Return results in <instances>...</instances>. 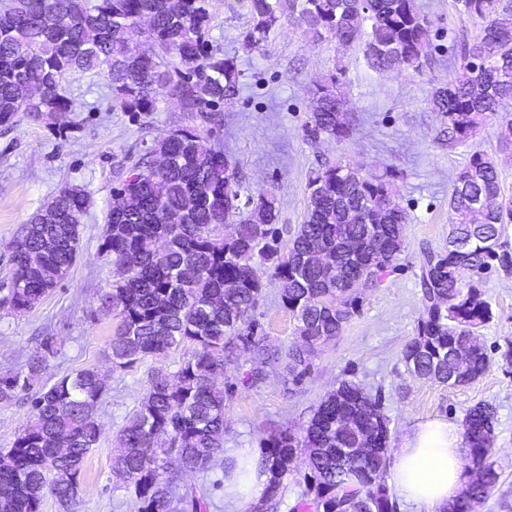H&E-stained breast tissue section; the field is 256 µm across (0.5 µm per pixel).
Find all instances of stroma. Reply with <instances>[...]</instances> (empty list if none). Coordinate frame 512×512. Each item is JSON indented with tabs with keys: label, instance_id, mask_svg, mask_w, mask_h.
<instances>
[{
	"label": "stroma",
	"instance_id": "stroma-1",
	"mask_svg": "<svg viewBox=\"0 0 512 512\" xmlns=\"http://www.w3.org/2000/svg\"><path fill=\"white\" fill-rule=\"evenodd\" d=\"M416 3L432 22L429 51L434 65L419 73H379L368 66L361 49H342L328 38L311 41L286 16L261 48L247 49L243 35L250 26L248 0L211 2V43L235 56L242 72L240 93L214 136L223 142L244 194L277 196L282 237H290L303 220L311 173L339 161L368 171L395 170L399 202L409 215L398 270L360 290L358 314L318 353L300 381H293L282 364L271 363L262 382H249L254 363L247 351L227 366L225 447L246 448L260 456L263 439L308 421L320 399L345 378L381 393L395 449L428 420L441 418L459 426L471 407L487 402L496 409L492 458L500 480L475 512H512V362L505 358L512 349V274L494 269L482 278L494 312L493 320L479 330L490 358L482 377L449 387L412 377L400 361L421 311L420 252L445 248L453 179L474 151L496 159L501 194L512 199V152L499 148L502 115L488 120L476 137L452 144L447 122L428 106L432 89L451 76L461 42L476 38L482 22L464 11L461 0ZM330 72L344 83L355 117L353 132L340 143L324 136L314 140L307 132L312 108L307 88ZM64 88L74 104L66 125L24 113L0 124V289L10 284L11 245L42 204L70 185L81 187L89 199L79 256L68 276L29 312L16 313L0 302V372L18 368L50 336L60 354L49 379L88 365L108 374L109 389L99 410L102 435L86 458V490L76 512H137L124 480L110 467L113 437L142 397L150 369L176 370L183 353L175 350L113 369L105 351L118 320L98 303L113 278L100 244L113 188L142 160L148 145L184 125L185 119L165 101L158 112L140 120L108 109L107 83L90 73L70 76ZM256 319L259 335L283 348L293 341V322L279 304L275 285L267 286Z\"/></svg>",
	"mask_w": 512,
	"mask_h": 512
}]
</instances>
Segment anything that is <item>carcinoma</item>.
I'll list each match as a JSON object with an SVG mask.
<instances>
[{
    "label": "carcinoma",
    "instance_id": "carcinoma-1",
    "mask_svg": "<svg viewBox=\"0 0 512 512\" xmlns=\"http://www.w3.org/2000/svg\"><path fill=\"white\" fill-rule=\"evenodd\" d=\"M250 28L244 45L257 48L280 18L297 20L313 40L362 48L379 73L420 72L431 65L425 51L431 28L415 0H248ZM468 15L483 21L480 36L462 45L453 78L433 89L429 104L448 120V143L474 137L486 119L512 104V6L502 0H463ZM150 19L151 56L140 54L127 30ZM209 0H0V123L19 112L66 123L73 102L63 83L73 74L105 78L112 106L133 116L159 110L173 98L189 124L153 141L152 160L132 166L113 194L128 206L109 212L101 251L114 268L112 288L99 306L119 319L106 356L125 369L147 357L188 348L178 369L152 370L142 398L116 434L112 471L127 478L139 512H207L202 487H186L179 473H206L224 453L226 394L217 377L242 349L262 366L281 358L294 377L304 376L322 346L339 338L359 297L353 285L367 275L378 283L406 250L407 211L395 200L396 173L367 174L338 162L309 177L305 218L281 241L272 193L241 197L235 169L210 134L224 124V105L241 87L235 58L208 40ZM369 26H364V22ZM28 80L43 88L36 103L14 95ZM314 108L310 136L341 142L353 130L348 93L328 74L307 88ZM451 233L463 254L448 247L424 251L419 261L422 310L414 336L401 351L406 371L419 379L465 386L489 366L477 328L493 319L480 288L482 274L512 270V252L500 243L501 225L512 222V201L500 199L497 165L483 151L460 169L448 203ZM88 197L77 186L58 191L25 226L13 274L23 287L0 300L17 312L40 304L68 275L78 254ZM66 216L72 245L49 249L43 213ZM235 223L237 236L224 235ZM470 279L455 276L459 261ZM294 322L287 350L256 336V309L269 284ZM59 355L53 338L15 371L0 373V404L32 393V415L0 469V512H42L47 497L74 512L84 493L85 459L101 437L99 405L107 381L95 366L42 382ZM496 411L478 403L465 416L468 482L447 512H472L489 497L499 474L486 449L495 443ZM377 430L365 457H349L364 430ZM389 420L382 397L353 379L341 380L298 429L262 441L267 480L250 512H271L283 497L291 466L305 465L304 504L315 512H397L384 476L393 464ZM179 470L168 469L169 459Z\"/></svg>",
    "mask_w": 512,
    "mask_h": 512
}]
</instances>
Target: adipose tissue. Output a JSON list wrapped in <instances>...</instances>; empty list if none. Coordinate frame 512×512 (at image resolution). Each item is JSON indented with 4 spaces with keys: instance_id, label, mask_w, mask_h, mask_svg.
<instances>
[{
    "instance_id": "ef3b65f1",
    "label": "adipose tissue",
    "mask_w": 512,
    "mask_h": 512,
    "mask_svg": "<svg viewBox=\"0 0 512 512\" xmlns=\"http://www.w3.org/2000/svg\"><path fill=\"white\" fill-rule=\"evenodd\" d=\"M460 444L457 428L443 419L428 421L407 437L392 465L393 482L403 501L423 512H443L466 481ZM265 482L251 453L239 450L235 468L224 479V497L244 507L260 496Z\"/></svg>"
}]
</instances>
